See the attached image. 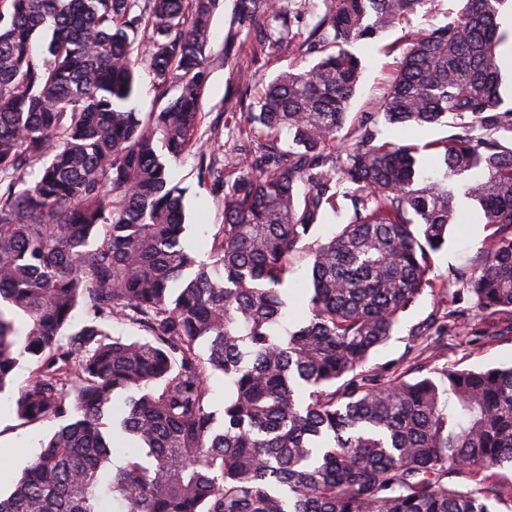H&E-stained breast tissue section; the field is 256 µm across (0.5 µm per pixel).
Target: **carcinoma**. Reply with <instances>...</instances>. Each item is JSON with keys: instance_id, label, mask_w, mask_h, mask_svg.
Here are the masks:
<instances>
[{"instance_id": "obj_1", "label": "carcinoma", "mask_w": 512, "mask_h": 512, "mask_svg": "<svg viewBox=\"0 0 512 512\" xmlns=\"http://www.w3.org/2000/svg\"><path fill=\"white\" fill-rule=\"evenodd\" d=\"M325 2L298 41L282 0H235L260 49L286 45L304 65L248 105V148L226 178L199 135L220 0H0V393L26 360L17 416L68 419L0 512H500L512 496L497 480L512 469V366L429 354L391 378L366 368L432 287L459 190L491 233L448 285L484 316L512 317L504 0H460L416 33L378 110L351 123L361 63L349 46L432 0ZM143 47L158 97L177 91L158 112L130 106ZM449 117L460 132L429 144L438 177L422 176L414 147L378 143L382 123ZM194 150L224 207L208 262L182 245L169 181V161ZM341 196L353 219L310 240ZM305 255L304 315L281 332V287ZM80 306L91 318L74 330ZM114 321L144 335L116 338ZM469 326L445 313L414 335ZM121 393L136 450L117 464L107 420ZM463 472L475 486L455 481Z\"/></svg>"}]
</instances>
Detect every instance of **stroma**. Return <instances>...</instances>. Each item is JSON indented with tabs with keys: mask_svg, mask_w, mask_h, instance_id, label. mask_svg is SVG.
Here are the masks:
<instances>
[{
	"mask_svg": "<svg viewBox=\"0 0 512 512\" xmlns=\"http://www.w3.org/2000/svg\"><path fill=\"white\" fill-rule=\"evenodd\" d=\"M459 0H432L431 4L397 22L372 44L353 48L360 58L362 73L352 113L375 111L384 91L391 83L400 59L401 48L411 34L420 29L444 24L456 17ZM210 76L203 97L205 118L200 131L207 137V157L225 174H232L231 159L245 141L239 135L244 122L245 105L240 101L236 71L243 62H250L257 76L272 77L298 65V58L286 51L276 54H255L253 40L233 32V0H223L211 20ZM196 153L185 155L173 163L170 177L184 190L183 205L189 229L185 248L197 259L210 256L211 243L224 221L223 206L210 180L200 179ZM489 230L482 224L467 225L465 231L450 230L448 243L434 257V285L426 289L403 315L392 338L371 355L369 368L394 375L411 364L423 346L411 335L414 325L435 312L461 310L454 289L448 288V272L464 267L481 250ZM439 363L466 369L512 364V321L507 319L477 320L474 333L443 337L434 348ZM59 420L50 419L26 424L9 406L0 407V446L9 448L8 458L0 460V489L8 490L38 453L40 442L56 430Z\"/></svg>",
	"mask_w": 512,
	"mask_h": 512,
	"instance_id": "stroma-1",
	"label": "stroma"
}]
</instances>
